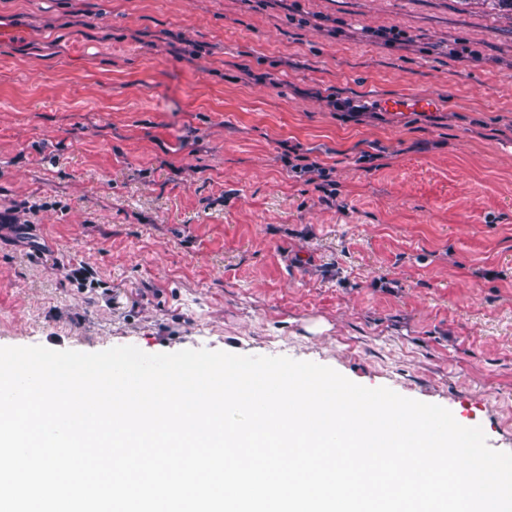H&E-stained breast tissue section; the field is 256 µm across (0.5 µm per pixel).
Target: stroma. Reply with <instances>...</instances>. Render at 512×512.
<instances>
[{
	"instance_id": "obj_1",
	"label": "stroma",
	"mask_w": 512,
	"mask_h": 512,
	"mask_svg": "<svg viewBox=\"0 0 512 512\" xmlns=\"http://www.w3.org/2000/svg\"><path fill=\"white\" fill-rule=\"evenodd\" d=\"M0 30V346L312 361L512 452L511 10L0 0Z\"/></svg>"
}]
</instances>
